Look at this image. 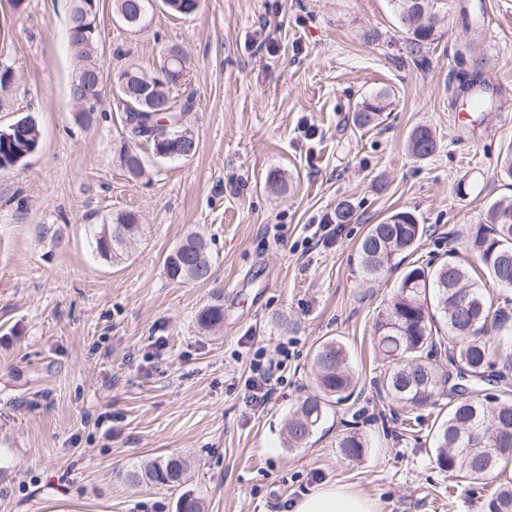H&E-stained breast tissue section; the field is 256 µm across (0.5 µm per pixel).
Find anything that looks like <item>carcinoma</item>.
Instances as JSON below:
<instances>
[{
  "label": "carcinoma",
  "mask_w": 512,
  "mask_h": 512,
  "mask_svg": "<svg viewBox=\"0 0 512 512\" xmlns=\"http://www.w3.org/2000/svg\"><path fill=\"white\" fill-rule=\"evenodd\" d=\"M401 24L411 34L414 44L435 39L439 18L452 9L462 27L478 29L484 23V10L472 0H395ZM132 0H113L117 20L132 31H140L149 22L151 3L142 0L141 21L129 23L125 16ZM158 91H149L156 99H167V112L161 115L149 109V100L137 95H122L116 103L124 113V129L128 143L120 151V163L133 177L145 167L140 152L142 142L152 146L161 156L158 137L165 125L186 120L193 107V97L179 98L165 75L155 77ZM465 93L463 106L475 112H491L495 101L487 93L486 84L460 85ZM389 93L378 92L366 98L355 115L358 129L379 125L388 107ZM21 127L23 140H0V170L14 167L26 151L35 152L42 132L35 117L25 115L15 121ZM408 149L419 159L433 155L437 149L435 132L427 126L411 131ZM140 230L131 212L117 217L115 224H98L92 229V246L105 261L119 259L126 241ZM425 233L408 211H394L380 223L373 224L358 247L359 263L364 275L375 278L397 268L402 255L414 249ZM466 253L484 267L488 280L472 279L470 265L450 260L432 269L428 266L406 267L391 304L381 310L374 322L375 348L384 363V372L373 380L379 396L412 407L423 406L435 397L446 396L450 406L448 417L434 434L436 461L448 473V479L459 475L469 480H483L503 464L512 462V344H492L486 339L488 326L509 332L508 316L503 305L494 306L490 289L512 291V198L493 201L484 220L469 228L462 242ZM209 247L198 234L184 238L166 257L165 270L172 280L203 282L211 277ZM471 294L474 306L470 313L459 310V303ZM224 323V304L220 300L205 305L198 312L197 324L211 329ZM446 356L451 365L441 369L433 362L432 353ZM314 393L307 396L288 419V447L306 445L324 418L329 406L348 400L357 385L344 345L335 340L321 343L312 359ZM343 458L356 461L363 457L367 441L359 433H348L336 444ZM186 462L171 455L161 463H148L131 470L127 481L134 486L162 485L176 488L182 484ZM484 512H512V482L502 483L484 503Z\"/></svg>",
  "instance_id": "carcinoma-1"
}]
</instances>
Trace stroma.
Instances as JSON below:
<instances>
[{
	"instance_id": "1",
	"label": "stroma",
	"mask_w": 512,
	"mask_h": 512,
	"mask_svg": "<svg viewBox=\"0 0 512 512\" xmlns=\"http://www.w3.org/2000/svg\"><path fill=\"white\" fill-rule=\"evenodd\" d=\"M483 3L480 31L451 12L416 47L392 0H202L190 16L158 5L138 32L99 0L105 72L158 75L174 47L188 59L178 94L194 96L186 121L198 150L162 161L141 144L134 178L118 159L127 136L113 98L92 125L74 118L71 0H0V72L11 74L0 128L30 114L42 130L34 154L0 170V434L16 442L0 446V512H177L185 492L205 512H290L323 483L375 499L379 512H483L492 484L449 492L436 463L447 398L415 409L407 431L402 404L373 388V323L401 273L366 279L357 257L370 225L405 210L426 230L405 265H437L492 201L512 195L497 168L512 148V0ZM471 43L497 111L464 113L454 96ZM380 91L389 109L358 130L361 102ZM423 124L438 146L418 159L407 137ZM272 173L285 192L267 189ZM342 203L355 221L318 245ZM126 211L140 231L121 261L102 260L90 227ZM39 224L61 241L37 238ZM192 233L208 243L211 277L179 283L164 259ZM218 294L224 324L202 331L197 314ZM330 339L346 346L361 393L289 449L285 425ZM283 342L286 369L265 405L250 406L253 351ZM353 431L368 440L358 461L336 448ZM172 454L189 464L181 487L128 483Z\"/></svg>"
}]
</instances>
